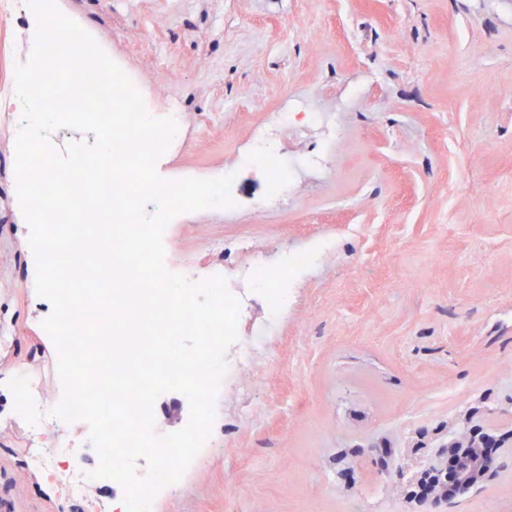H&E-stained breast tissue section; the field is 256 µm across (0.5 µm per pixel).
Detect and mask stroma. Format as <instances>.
Here are the masks:
<instances>
[{
  "instance_id": "1",
  "label": "stroma",
  "mask_w": 512,
  "mask_h": 512,
  "mask_svg": "<svg viewBox=\"0 0 512 512\" xmlns=\"http://www.w3.org/2000/svg\"><path fill=\"white\" fill-rule=\"evenodd\" d=\"M113 60L194 121L224 115L232 164L253 126L308 99L336 116L320 176L257 212L268 175L240 168L238 208L180 225L169 257L240 262L333 240L288 286V313L237 384L208 446L153 512H512V440L494 481L437 504L407 496L449 419L512 392V0H84ZM28 226L0 212V512H80L26 464L17 376L62 386L41 322Z\"/></svg>"
}]
</instances>
